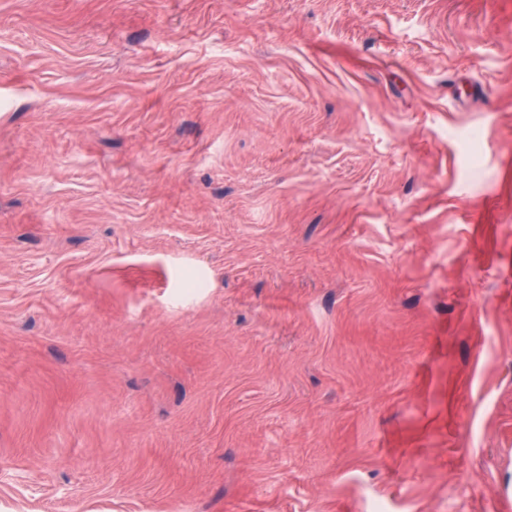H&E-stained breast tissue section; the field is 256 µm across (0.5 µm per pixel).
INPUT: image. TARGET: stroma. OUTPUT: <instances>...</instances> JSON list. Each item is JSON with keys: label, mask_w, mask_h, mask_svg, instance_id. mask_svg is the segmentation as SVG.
<instances>
[{"label": "stroma", "mask_w": 512, "mask_h": 512, "mask_svg": "<svg viewBox=\"0 0 512 512\" xmlns=\"http://www.w3.org/2000/svg\"><path fill=\"white\" fill-rule=\"evenodd\" d=\"M0 512H512V0H0Z\"/></svg>", "instance_id": "stroma-1"}]
</instances>
